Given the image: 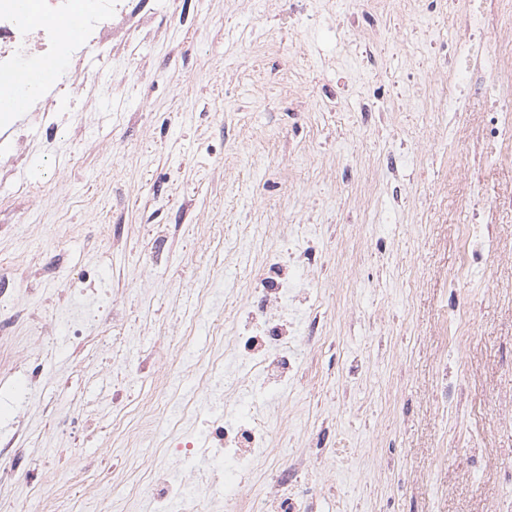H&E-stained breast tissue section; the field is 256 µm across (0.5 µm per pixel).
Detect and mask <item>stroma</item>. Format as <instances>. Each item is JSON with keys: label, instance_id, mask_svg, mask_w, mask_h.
<instances>
[{"label": "stroma", "instance_id": "1", "mask_svg": "<svg viewBox=\"0 0 512 512\" xmlns=\"http://www.w3.org/2000/svg\"><path fill=\"white\" fill-rule=\"evenodd\" d=\"M319 7L324 23L312 39L281 29L272 11L260 19L224 0H186V22L164 37L133 40L117 53L106 46L67 67L79 95L57 87L48 96L69 98L68 109L42 120L19 113L23 166L10 158L11 139L0 140V276L13 275L20 261L39 267L58 251L67 261L57 277L20 284L16 292L23 307L56 329L41 344L24 334L15 343L38 354L42 383L29 384L22 370L0 362V437L27 418L25 452L39 469L56 458L60 443L44 404L92 409L98 428L73 446L42 495L67 498L80 478L75 459L100 448L109 449L118 481L137 463L153 462L149 454L135 459L110 446L105 395L112 375L96 348L81 367L72 363L70 310L57 302L71 273L86 269L96 287H116L127 317V357L160 348L169 363L154 378L197 395L204 408H220L227 388L200 392L174 380L172 366L189 359L180 336L191 333L199 343L207 337L200 289L223 287L246 262L282 245L275 219L284 204L292 219L316 227L322 257L309 276L327 284L326 343L286 403L289 450L306 448L324 425L341 449L309 466L324 512H498L512 499V483L503 479L512 469V157L472 155L461 133L484 125V97H472L460 115L416 111L407 75L421 50L412 41L388 58L380 76L350 61L347 94L318 103L301 128L267 125V111L281 98L280 86L264 80L268 69L309 41L297 71L309 99L335 81L336 55L353 50L340 16L355 9L354 0H320ZM257 32L279 53L254 48ZM115 70L132 73V80L113 83ZM378 82L396 96L385 99L384 120L365 126L355 103ZM228 125L243 128L230 148ZM51 126L59 129L52 144ZM416 145L420 157L409 160L401 185L407 212L382 209L374 218L392 185H379L363 211L361 190L331 177L332 168L368 170ZM451 157L468 163V176H446ZM281 164L291 183H270ZM263 182L268 189L259 208L252 194ZM476 217L485 221L475 243L483 259L467 265L463 233ZM160 224L189 231L174 244L168 268L146 286ZM356 363L362 376L347 377ZM443 364L455 387L444 405L437 401Z\"/></svg>", "mask_w": 512, "mask_h": 512}]
</instances>
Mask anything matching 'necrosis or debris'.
Listing matches in <instances>:
<instances>
[{
	"label": "necrosis or debris",
	"mask_w": 512,
	"mask_h": 512,
	"mask_svg": "<svg viewBox=\"0 0 512 512\" xmlns=\"http://www.w3.org/2000/svg\"><path fill=\"white\" fill-rule=\"evenodd\" d=\"M130 2L40 0L39 9L50 22L32 28L18 18L14 0H0V74L48 59L81 60L109 43H129L154 20L172 23L179 18L174 0H164L149 15L131 10ZM406 2L405 24L428 46L427 53L415 63L429 88L428 95L419 100L418 111L464 112L469 97L483 95L490 103L492 117L479 135L511 154L512 0H498L504 30L495 36L480 18V0ZM73 13L81 18V35L65 42L51 21ZM382 13L381 0H360L358 9L346 16V27L357 42L362 64L376 74L384 68L385 51L401 46L400 41L388 37ZM447 13L461 31V38H436L422 27L424 16ZM294 69L290 63L272 68L266 75L268 81L284 88L279 105L267 113L271 124L307 118ZM320 256L319 240L307 229L289 247L267 250L257 272L225 280L224 294L228 297L238 286H245V304L227 312L213 302L211 293L202 292L210 322L207 346L198 355L199 370L193 375L197 385L208 387L215 369L231 375L243 373L264 389L270 401L266 408L252 405L246 415L232 419L212 416L198 435L193 430L196 400H178L175 412L159 414L155 420L166 432L163 443L147 435L140 422L128 424L123 434L133 447H161L166 459L164 466L147 473L143 512H242V504L225 494L224 483L215 472L226 461L235 465L244 480L252 477L258 464H265L262 512H322L318 493L301 488L300 478L311 461L333 455V448L313 441L299 456L277 458L273 450L286 436L272 425L275 398L307 369L309 355L320 351L325 343L323 286H305L298 278L299 270L317 266ZM0 312L8 316L6 328L0 329V352L11 348L19 329L37 331L44 338L55 329L52 322L34 320L17 306L15 286L7 279H0ZM108 362L112 373L109 402L113 413L119 414L132 403L127 379L150 373L154 354L145 352L134 361L114 345L109 349ZM26 434L25 426L20 425L9 439H0V485L33 479V469L23 464L19 453ZM202 458L210 462V472H199Z\"/></svg>",
	"instance_id": "obj_1"
}]
</instances>
